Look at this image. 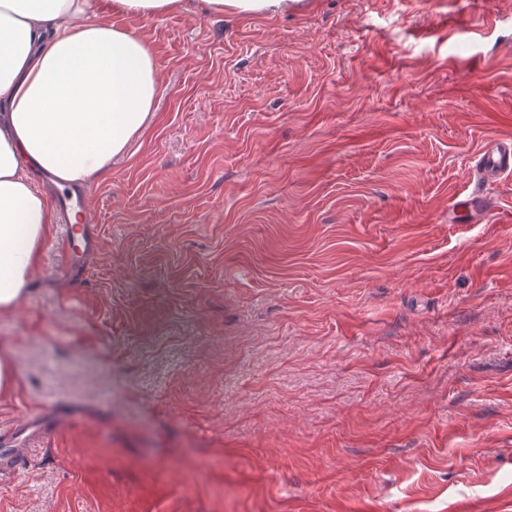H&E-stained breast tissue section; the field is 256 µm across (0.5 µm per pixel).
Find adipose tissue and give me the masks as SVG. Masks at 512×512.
Listing matches in <instances>:
<instances>
[{"label": "adipose tissue", "mask_w": 512, "mask_h": 512, "mask_svg": "<svg viewBox=\"0 0 512 512\" xmlns=\"http://www.w3.org/2000/svg\"><path fill=\"white\" fill-rule=\"evenodd\" d=\"M205 13L277 17L301 0H199ZM0 0V313L15 309L51 222L36 168L61 190L104 174L153 119L159 65L133 20L185 0Z\"/></svg>", "instance_id": "ef3b65f1"}]
</instances>
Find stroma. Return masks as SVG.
Segmentation results:
<instances>
[{"label":"stroma","mask_w":512,"mask_h":512,"mask_svg":"<svg viewBox=\"0 0 512 512\" xmlns=\"http://www.w3.org/2000/svg\"><path fill=\"white\" fill-rule=\"evenodd\" d=\"M133 28L155 115L0 314V512H512V0ZM512 174V143L492 141L478 154L475 163V188L458 202V209L482 215L486 205L481 196V185L487 178H501ZM40 416L31 413L23 429L0 435V473L11 476L25 465L24 447L28 435L39 427ZM28 433V434H27Z\"/></svg>","instance_id":"obj_1"}]
</instances>
